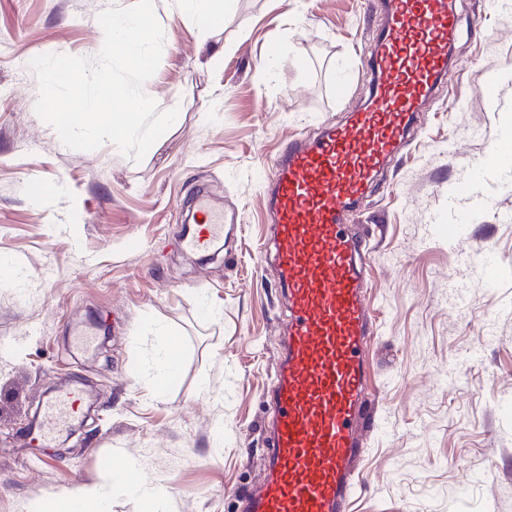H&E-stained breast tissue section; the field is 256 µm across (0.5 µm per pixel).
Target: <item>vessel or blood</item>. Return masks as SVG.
Instances as JSON below:
<instances>
[{
  "instance_id": "1",
  "label": "vessel or blood",
  "mask_w": 512,
  "mask_h": 512,
  "mask_svg": "<svg viewBox=\"0 0 512 512\" xmlns=\"http://www.w3.org/2000/svg\"><path fill=\"white\" fill-rule=\"evenodd\" d=\"M385 29L368 65L371 99L346 124L291 140L272 158L268 181L272 257L289 309L288 340L273 395L268 477L248 512H347L360 474L366 417L364 350L374 334L365 303L366 252L344 230L348 212L405 144L418 112L450 67L459 17L453 0H386ZM181 240L209 252L224 216L205 195ZM65 391L44 407L43 430L73 415Z\"/></svg>"
}]
</instances>
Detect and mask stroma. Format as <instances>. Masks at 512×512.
I'll list each match as a JSON object with an SVG mask.
<instances>
[{"label": "stroma", "mask_w": 512, "mask_h": 512, "mask_svg": "<svg viewBox=\"0 0 512 512\" xmlns=\"http://www.w3.org/2000/svg\"><path fill=\"white\" fill-rule=\"evenodd\" d=\"M132 4L0 0V433L42 420L61 381L102 394L40 452L0 447V512H35L77 486L99 487L110 512H243L267 474L287 335L278 272L261 254L274 231L261 171L288 138L344 123L372 90L362 59L384 22L378 2L231 0L203 40L174 0H154L164 48L143 91L176 121L140 159L108 141L73 149L37 114L30 63L95 58L99 13ZM460 10L455 66L349 225L371 251L376 325L350 512H512V172L486 170L467 197H448L512 136V0ZM200 189L224 214L207 257L177 245L183 202ZM463 208L471 235L449 239ZM479 247L496 256L495 279L469 261ZM167 332L182 371L158 397ZM83 334L92 348L76 346ZM116 463L139 471L138 491Z\"/></svg>", "instance_id": "35a3bbf8"}]
</instances>
